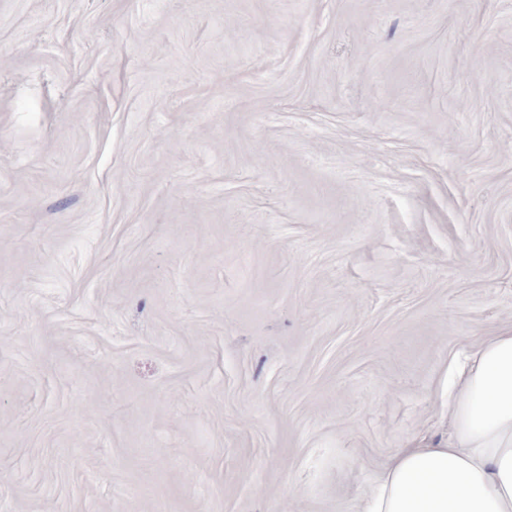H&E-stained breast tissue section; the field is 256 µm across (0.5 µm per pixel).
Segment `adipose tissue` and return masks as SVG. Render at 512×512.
Returning <instances> with one entry per match:
<instances>
[{
	"label": "adipose tissue",
	"mask_w": 512,
	"mask_h": 512,
	"mask_svg": "<svg viewBox=\"0 0 512 512\" xmlns=\"http://www.w3.org/2000/svg\"><path fill=\"white\" fill-rule=\"evenodd\" d=\"M444 407L447 437L395 452L360 512H512V328L456 362Z\"/></svg>",
	"instance_id": "1"
}]
</instances>
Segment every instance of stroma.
<instances>
[{
	"label": "stroma",
	"instance_id": "obj_1",
	"mask_svg": "<svg viewBox=\"0 0 512 512\" xmlns=\"http://www.w3.org/2000/svg\"><path fill=\"white\" fill-rule=\"evenodd\" d=\"M512 326V0H0V512H359Z\"/></svg>",
	"mask_w": 512,
	"mask_h": 512
}]
</instances>
